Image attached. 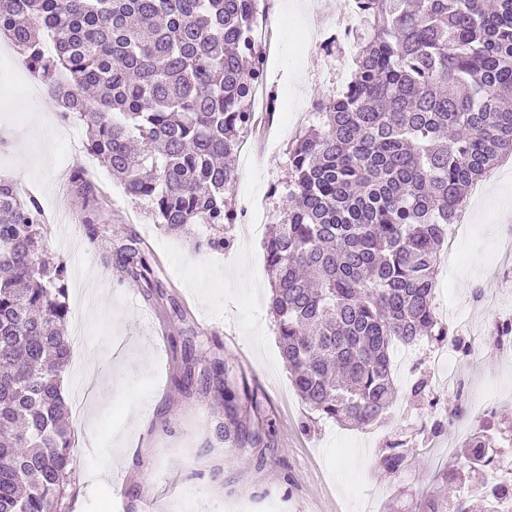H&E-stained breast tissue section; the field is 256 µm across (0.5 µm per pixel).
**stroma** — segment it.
<instances>
[{
  "label": "stroma",
  "mask_w": 512,
  "mask_h": 512,
  "mask_svg": "<svg viewBox=\"0 0 512 512\" xmlns=\"http://www.w3.org/2000/svg\"><path fill=\"white\" fill-rule=\"evenodd\" d=\"M309 2L297 14L291 0H270L277 21L270 26L268 82L285 100L274 133L279 146L236 160V207L283 181L285 145L317 92L338 84L332 60L354 59V43L327 55L313 42L319 20L345 19V0ZM72 128L73 138L59 137L58 108L45 92L16 91L0 108V176L14 175L43 207L66 216L47 222L44 242L67 259L69 303L82 314L64 393L92 376L94 396L70 420L75 450L61 512H417L424 499L452 490L438 457L465 467L471 400L482 393L494 405L490 453L512 466V456L500 454L512 449V344L490 336L495 321L512 318V280L502 267L512 252L502 220L504 205L512 206L511 162L472 191L468 231L441 256L436 296L445 300L448 319L466 323L471 357L455 366L451 393L434 407L409 395L418 379L438 374L431 342L417 345L408 372L394 377L392 417L376 431L320 417L296 395L269 313L266 233L228 224L224 252L194 251L203 225L165 232L100 166L91 176L103 194L92 203L98 234L89 237L78 221L83 197H58L60 182L80 169L85 153L84 128ZM132 239L149 249L148 280L117 270ZM90 353L93 368L85 361ZM218 362L237 395L230 413L221 395L201 384ZM231 414L247 435L244 444L224 439ZM394 442L414 451L400 476L379 466Z\"/></svg>",
  "instance_id": "35a3bbf8"
}]
</instances>
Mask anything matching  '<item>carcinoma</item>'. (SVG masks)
Instances as JSON below:
<instances>
[{
    "label": "carcinoma",
    "instance_id": "carcinoma-1",
    "mask_svg": "<svg viewBox=\"0 0 512 512\" xmlns=\"http://www.w3.org/2000/svg\"><path fill=\"white\" fill-rule=\"evenodd\" d=\"M354 69L316 98L287 146L265 241L269 312L290 379L315 414L365 428L393 404L391 353L448 328L433 294L469 188L512 158V0H357ZM256 0H0V34L50 91L86 150L156 224H208L221 252L237 153L266 88ZM78 194L95 196L81 171ZM38 198L0 178V512H59L74 436L68 262L47 257ZM120 272L148 280L137 241ZM491 424L467 443L472 468ZM396 446L380 459L408 464ZM469 512L451 495L424 512Z\"/></svg>",
    "mask_w": 512,
    "mask_h": 512
}]
</instances>
